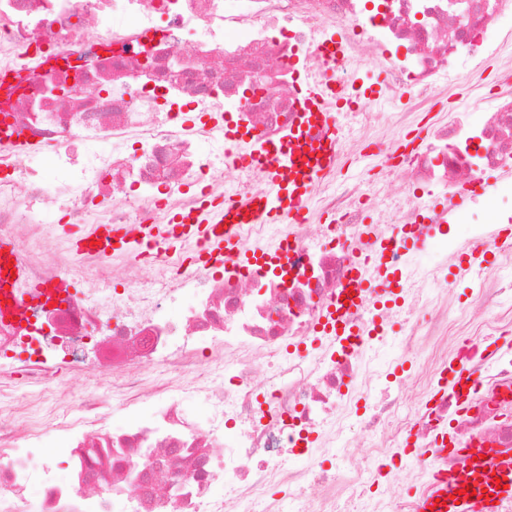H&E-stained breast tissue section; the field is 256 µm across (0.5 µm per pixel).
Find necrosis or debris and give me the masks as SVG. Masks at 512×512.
<instances>
[{"instance_id": "necrosis-or-debris-1", "label": "necrosis or debris", "mask_w": 512, "mask_h": 512, "mask_svg": "<svg viewBox=\"0 0 512 512\" xmlns=\"http://www.w3.org/2000/svg\"><path fill=\"white\" fill-rule=\"evenodd\" d=\"M504 17L512 0H0V240L27 269L13 285L21 320L0 318V385L69 402L39 416L32 399H0V512H419L465 450H512V248L486 224L449 237L448 213L422 203L450 189L478 199L487 170L512 196V64L481 122L455 113L409 149L416 113L378 107L439 89L461 56L502 50ZM371 63L388 70L383 91L355 79ZM319 82L343 90L324 107L383 131L385 173L403 172L406 194L330 176L297 220L244 225L241 249L259 261L197 273L187 241L102 267L76 295L71 268L27 250L63 239L49 210L78 228L183 224L203 203L268 193L261 167L227 150L313 157L326 131L303 89ZM367 204L395 236L381 263L400 294L351 308ZM420 233L437 240V268L405 247ZM468 246L497 258L452 320L446 271ZM387 351L421 376L396 372ZM454 363L470 372V402L445 382ZM190 394L206 414L185 409ZM363 438L375 452L357 455ZM402 477L416 495L387 497Z\"/></svg>"}]
</instances>
